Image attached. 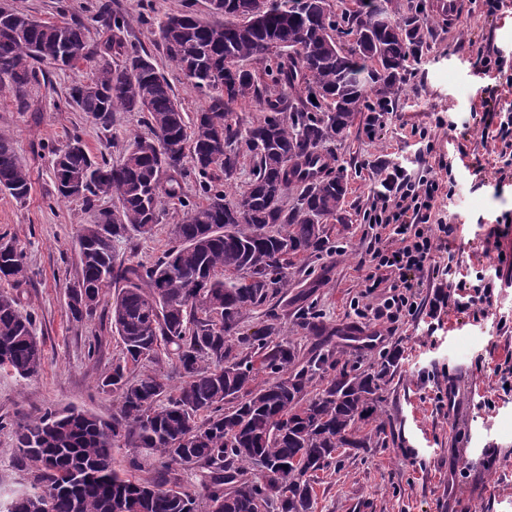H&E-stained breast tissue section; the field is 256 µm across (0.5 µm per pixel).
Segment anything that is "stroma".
I'll list each match as a JSON object with an SVG mask.
<instances>
[{
  "label": "stroma",
  "mask_w": 512,
  "mask_h": 512,
  "mask_svg": "<svg viewBox=\"0 0 512 512\" xmlns=\"http://www.w3.org/2000/svg\"><path fill=\"white\" fill-rule=\"evenodd\" d=\"M37 19L82 25L91 47L107 38L146 51L167 77L183 111L196 112L209 98L188 85L183 73L163 54L158 25L187 10L210 18L208 0H12ZM426 45L409 63L394 111L371 120L361 113L347 136L329 144L345 168L349 193L347 224L329 227L332 251L293 271L287 296L274 310L280 337L296 346L301 361L335 351L346 364L369 369L386 355L398 366L384 383L383 418L388 444L358 453H337L315 486L313 512H512V392L495 388L493 370L512 354V288L501 287L486 312L462 314L443 330L429 333L426 315L409 318L395 333L382 322L355 315V306L375 304L362 293L369 273L373 231L363 220L382 172L409 165L424 146L411 127L429 128L434 150L430 165L453 164L454 193L448 212L459 229L454 250L456 277L467 285L480 271L512 261V234L500 251L483 253L484 226L512 215V180L498 181L487 165L491 146L481 144L483 90L488 84L478 66L480 52L497 49L504 58L502 78L512 79V0L502 16L483 17V0H469L467 17L448 27L423 0ZM128 20L107 31L104 12ZM95 65L80 62L48 68L34 84L25 107L11 88L0 86V132L11 137L28 167L32 188L25 200L0 193V236L24 249L28 278L18 287L24 311L35 319L45 355L43 370L21 378L0 370V418L15 419L45 410L75 409L102 418L112 415L113 397L97 387L99 378L121 362L122 344L105 311L76 323L67 315V292L80 276L75 239L90 215L81 200L58 195L51 169L55 151L80 135L92 156L119 163L133 135H149L147 116L116 112L103 128L71 101L72 87L90 81ZM454 122L455 131L436 127V116ZM159 221L151 234L133 236L115 246L116 263L153 264L173 243L172 226L184 217L174 200L161 198ZM316 311L328 339L309 335L302 322ZM456 388V406L436 412L437 395ZM30 478L17 460L10 430H0V493L28 488Z\"/></svg>",
  "instance_id": "1"
}]
</instances>
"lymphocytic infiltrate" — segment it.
<instances>
[{
    "mask_svg": "<svg viewBox=\"0 0 512 512\" xmlns=\"http://www.w3.org/2000/svg\"><path fill=\"white\" fill-rule=\"evenodd\" d=\"M480 122L482 140L493 142L496 149L497 174L512 180V113L487 109ZM450 194L442 178L413 174L399 166L391 188L374 196L364 212L375 242L364 292L378 294L379 301L362 309L361 317L395 325L424 312L430 319L428 329L433 332L443 327V315L493 305L502 270H495L486 285L470 292L448 282L457 227L438 203ZM428 272L440 277L441 282L424 311L417 302V290Z\"/></svg>",
    "mask_w": 512,
    "mask_h": 512,
    "instance_id": "1",
    "label": "lymphocytic infiltrate"
}]
</instances>
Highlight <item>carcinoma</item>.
Returning a JSON list of instances; mask_svg holds the SVG:
<instances>
[{
	"mask_svg": "<svg viewBox=\"0 0 512 512\" xmlns=\"http://www.w3.org/2000/svg\"><path fill=\"white\" fill-rule=\"evenodd\" d=\"M256 1L270 2L258 25L238 16L239 4ZM213 2L212 14L224 21L185 11L159 26L168 59L208 95L205 109L182 112L148 53L112 40L109 49L125 55L123 65L99 62L91 81L71 90L73 103L102 127L121 110L147 113L151 130L130 139L117 165L91 156L79 136L53 162L60 197L92 211L76 243L82 295L67 294L68 314L76 322L93 319L106 289L115 287L110 322L125 364L97 384L115 397L109 419L46 410L0 420L32 474L31 488L10 496L4 512H313L317 474L339 449L386 444L380 381L396 367V354L371 371L341 366L329 354L297 370L296 348L279 340L276 324L254 336L240 334V324L258 308L274 316L289 270L328 251L326 224L350 223L348 177L326 144L345 137L363 112L394 111L408 61L424 43L420 11L403 18L389 9L393 0H374L363 19L333 12L329 0ZM379 14L393 24L373 21ZM351 34L356 40L345 49L338 39ZM272 42L300 52L273 53ZM247 59L271 66L262 77L230 69ZM90 60L79 24L0 7V84L11 86L19 106L38 81L36 65L61 69ZM308 83L317 100L295 105L282 97L283 87L298 94ZM260 96V122L244 134L233 128L234 106ZM239 143L254 162L253 179L230 205L216 172L232 177L237 153L226 149ZM187 156L202 204L180 192ZM80 172L87 178L81 189L67 177ZM292 187L302 188L301 202L286 211L281 198ZM29 190L28 170L0 133V192L22 201ZM162 194L186 210L173 225L175 245L150 266L115 273L113 243L150 233ZM101 197L117 206L95 207ZM26 278L23 250L0 239V279L17 285ZM162 352L184 372L175 388L146 368ZM129 363L143 370L131 377ZM43 365L32 315L16 295L0 292V369L28 378ZM121 445L133 449L126 472L112 457ZM145 457L162 463L150 482L136 477ZM190 479L198 482L192 489Z\"/></svg>",
	"mask_w": 512,
	"mask_h": 512,
	"instance_id": "carcinoma-1",
	"label": "carcinoma"
}]
</instances>
